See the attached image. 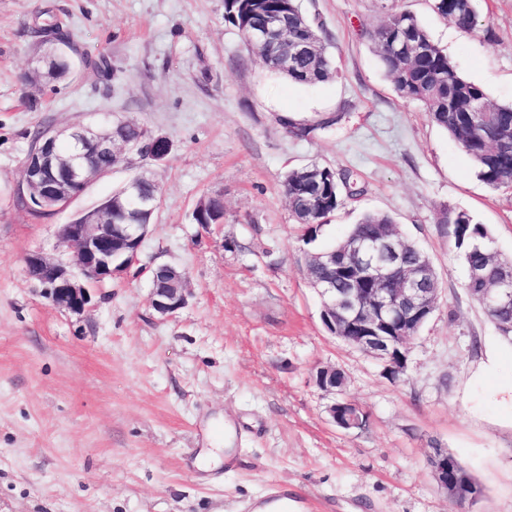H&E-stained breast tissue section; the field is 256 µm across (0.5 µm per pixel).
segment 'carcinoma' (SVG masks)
Returning <instances> with one entry per match:
<instances>
[{
	"instance_id": "carcinoma-1",
	"label": "carcinoma",
	"mask_w": 512,
	"mask_h": 512,
	"mask_svg": "<svg viewBox=\"0 0 512 512\" xmlns=\"http://www.w3.org/2000/svg\"><path fill=\"white\" fill-rule=\"evenodd\" d=\"M438 13L449 18L461 29L472 31L478 24L476 0H434ZM272 16L284 19L288 37L299 42L310 41V23L302 20L304 14L298 0H224V21L241 31L260 28ZM398 36L412 45L413 54L401 56L389 48V38ZM377 49L380 64L390 78L397 95L421 105L436 125L458 140L473 161L477 177L493 189L506 188L503 171L512 167V155L491 151L484 131L473 121L467 105L479 103L494 114L496 121L512 129V104H495L488 100L484 88L458 71L447 52L435 43L417 18L409 11L395 10L388 14L384 24L370 33ZM278 54L274 44L260 48L257 56L270 71L289 80L306 85H317L332 79L336 65L324 45L315 44L311 52L299 63L277 69L270 61ZM317 173H307V168L288 172L284 190L295 220L307 226V231L328 222L342 205L340 183L346 179L326 166H315ZM222 198L208 196L200 200L193 218L197 224H214L223 218ZM393 219L382 213H365L350 229L346 237L334 245L351 246L358 237L372 235L378 224H391ZM440 223L462 252L465 268L484 265L491 276L498 274V267L490 262L492 237L489 229L473 221L462 211L447 210ZM488 315L501 337L512 343V307L505 310L491 309Z\"/></svg>"
}]
</instances>
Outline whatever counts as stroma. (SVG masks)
Returning a JSON list of instances; mask_svg holds the SVG:
<instances>
[{"instance_id": "35a3bbf8", "label": "stroma", "mask_w": 512, "mask_h": 512, "mask_svg": "<svg viewBox=\"0 0 512 512\" xmlns=\"http://www.w3.org/2000/svg\"><path fill=\"white\" fill-rule=\"evenodd\" d=\"M334 57L327 83L269 71L224 20V0H0V512H239L270 486L310 512H459L427 466L459 458L484 488L469 512H512V347L468 293L439 218L486 225L512 258V188L476 175L459 142L399 98L369 34L410 11L490 101L512 102V0H478L465 31L433 0H300ZM60 22L88 61L38 71L41 26ZM118 70L106 80L92 60ZM132 121L170 138L164 162L128 153L64 208L21 195L36 131ZM328 166L351 195L315 235L283 182ZM149 171L161 200L138 262L94 287L86 310L54 306L27 272L38 251L73 264L61 227ZM221 195L224 221L193 220ZM366 212L390 215L430 257L438 307L410 343L402 381L330 336L304 256ZM160 264L183 269L189 302L150 304ZM499 369L488 375V356ZM341 369L367 414L344 431L316 369ZM231 460L202 468L216 443Z\"/></svg>"}]
</instances>
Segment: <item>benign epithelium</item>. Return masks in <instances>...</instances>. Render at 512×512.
Returning <instances> with one entry per match:
<instances>
[{"label": "benign epithelium", "mask_w": 512, "mask_h": 512, "mask_svg": "<svg viewBox=\"0 0 512 512\" xmlns=\"http://www.w3.org/2000/svg\"><path fill=\"white\" fill-rule=\"evenodd\" d=\"M281 44L280 61L289 66L305 46L288 39L280 19H268L266 25L250 34L254 46L270 40ZM473 116L481 119L487 134L493 136L495 147L512 148V137L495 135L496 120L485 108L471 106ZM112 127H74L69 131L48 129L40 136L41 145L24 165L23 190L41 198L51 199L55 206H65L88 184L107 173L117 162L112 140ZM149 157L165 158L172 142L164 135L152 134L148 141ZM151 180L142 172L125 186V193L141 207H157L156 197H142L140 186ZM147 224H114L105 211L90 210L81 221L63 225L62 237L72 251L79 270L74 275L66 265L40 252L25 258L29 275L42 288L50 302L73 313H81L91 302L90 286L102 284L127 271L137 263L142 243L148 233ZM406 242L388 228L378 239H363L345 249L347 261L336 266V252L311 253L308 262L319 266L338 267L337 275L350 282H366L369 288H349L336 292L330 282H314L322 300V322L335 338L355 346L383 362L389 372L407 364L409 343L414 338L408 319L422 321L438 306L440 285L432 279L433 265L423 259L408 265ZM153 275L160 284L152 287L151 305L163 317H172L187 303L189 295L185 271L172 265H159ZM512 305V278L495 281L486 289L481 304ZM316 381L325 392L339 396L329 408L335 426L349 430L360 425L366 414L346 396L345 382H336V369H317ZM430 475L437 488L460 508L478 497L469 485L464 465L448 461V450L434 448L427 458Z\"/></svg>", "instance_id": "benign-epithelium-1"}]
</instances>
